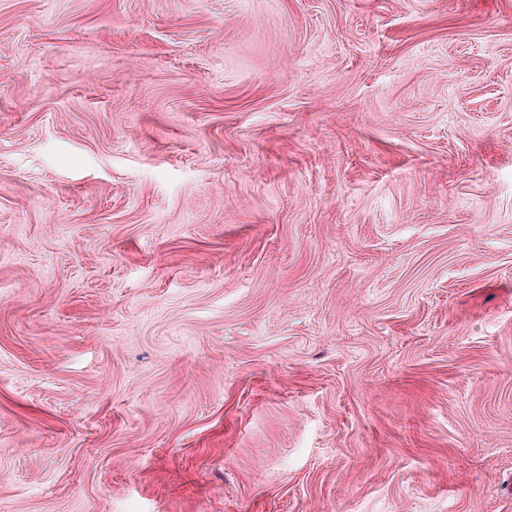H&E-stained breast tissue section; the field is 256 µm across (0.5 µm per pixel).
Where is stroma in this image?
<instances>
[{"mask_svg": "<svg viewBox=\"0 0 512 512\" xmlns=\"http://www.w3.org/2000/svg\"><path fill=\"white\" fill-rule=\"evenodd\" d=\"M0 512H512V0H0Z\"/></svg>", "mask_w": 512, "mask_h": 512, "instance_id": "1", "label": "stroma"}]
</instances>
